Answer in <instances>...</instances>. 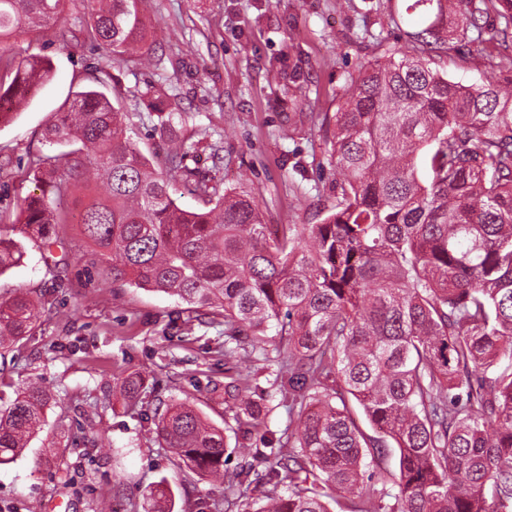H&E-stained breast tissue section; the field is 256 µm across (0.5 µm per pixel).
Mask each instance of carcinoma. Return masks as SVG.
I'll return each instance as SVG.
<instances>
[{"label":"carcinoma","instance_id":"carcinoma-1","mask_svg":"<svg viewBox=\"0 0 512 512\" xmlns=\"http://www.w3.org/2000/svg\"><path fill=\"white\" fill-rule=\"evenodd\" d=\"M96 2L73 28L65 0H0V100L27 101L53 76L50 61H18L2 47L18 33L88 42L127 68L159 67L144 0ZM408 8L427 19L405 32L410 50L360 65L342 89L330 155L336 203L320 223L272 229L251 194L219 193L187 163L202 141L176 134L180 112L161 118L169 145L148 158L128 134L122 93L90 86L45 132L69 150L30 161L37 183L50 167V189L0 225V275L21 263L25 240L53 257L64 248L59 225L70 223L67 197L94 176L101 192L78 224L110 261L112 283L175 296L224 326L220 354L235 364L224 429L187 401L167 405L154 425L185 467L224 485L229 508L264 482L254 512H330L341 498L358 501L357 512H512V55L481 84L452 82L440 67L446 27L481 42L493 16L490 38L512 43V0ZM131 96L161 113L169 94L150 83ZM179 183L207 208L177 204ZM43 312H56L46 294L1 300L0 351L33 335ZM272 365L268 384L290 401L280 432L262 420L269 394L259 375ZM141 385L137 374L122 382L129 404ZM46 396L35 383L0 409V465L40 429ZM351 401L373 433L358 426ZM258 433L262 450L250 447ZM388 450L398 456L393 493L371 486L370 468ZM234 453L265 457V477L224 468ZM172 497L158 485L147 512H173Z\"/></svg>","mask_w":512,"mask_h":512}]
</instances>
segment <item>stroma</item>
<instances>
[{"label":"stroma","mask_w":512,"mask_h":512,"mask_svg":"<svg viewBox=\"0 0 512 512\" xmlns=\"http://www.w3.org/2000/svg\"><path fill=\"white\" fill-rule=\"evenodd\" d=\"M408 0H148L159 69L109 67L121 90L158 75L174 85L185 114L181 133L219 142L221 164L199 153L194 167L220 190H247L269 224H316L334 198L331 134L345 79L359 64L404 47ZM441 66L466 84L493 77L497 43L450 40ZM20 59L45 56L52 81L15 106L0 126V215L12 217L35 192L31 159L55 154L44 134L71 93L91 84L106 60L92 45H63L20 33L8 43ZM131 137L148 156L166 137L157 113L124 100ZM61 263L49 271L28 245L22 263L0 275V299L17 290L47 293L62 314L40 320L34 335L0 358V398L30 382L51 395L44 426L11 463L0 466V512H144L151 489L171 483L174 512L222 497L223 487L180 470L155 438L160 403L190 400L224 424L221 327L192 319L177 298L112 283L95 248L75 224L63 228ZM145 379L137 408L118 393L128 374Z\"/></svg>","instance_id":"1"}]
</instances>
